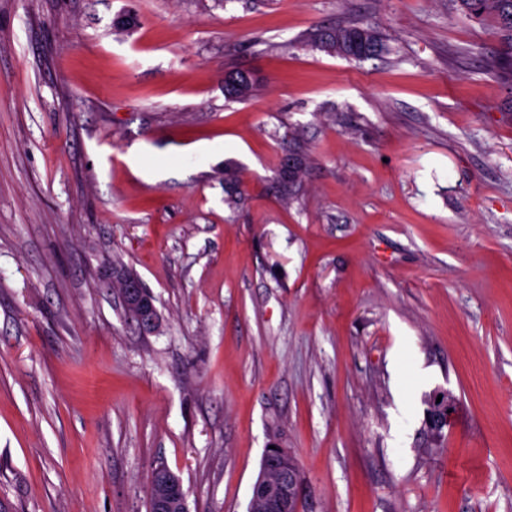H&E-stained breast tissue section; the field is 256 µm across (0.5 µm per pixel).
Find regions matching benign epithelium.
Listing matches in <instances>:
<instances>
[{
    "label": "benign epithelium",
    "instance_id": "benign-epithelium-1",
    "mask_svg": "<svg viewBox=\"0 0 512 512\" xmlns=\"http://www.w3.org/2000/svg\"><path fill=\"white\" fill-rule=\"evenodd\" d=\"M119 285L121 302L146 330L158 325V312L152 294L142 283L125 273L113 275ZM302 477L299 466L290 460L285 448L269 449L257 480L252 487L248 512H297L298 491ZM186 494L176 475L164 466L155 468L148 485L149 512H188Z\"/></svg>",
    "mask_w": 512,
    "mask_h": 512
}]
</instances>
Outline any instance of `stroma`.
<instances>
[{
	"mask_svg": "<svg viewBox=\"0 0 512 512\" xmlns=\"http://www.w3.org/2000/svg\"><path fill=\"white\" fill-rule=\"evenodd\" d=\"M351 24L385 51L321 48ZM502 50L453 0H0L9 512H148L161 465L247 512L272 445L297 512H512ZM331 32L332 34L322 33L320 38V45L330 53L333 51L336 55L347 59L366 60L379 56L383 51L384 47L379 35L371 28L354 24L338 27ZM357 39L364 40L368 44V51L354 52L351 50V44ZM342 50H345V53L338 54ZM243 85L242 88L240 86V77L237 75V71L234 72H226L224 74V90L226 91V96L232 99L237 100H246L252 96L253 91L255 89V79L250 76L248 79H242ZM236 89L235 91H229ZM113 280L114 284H119L124 309L133 314L143 329L156 328L159 317L152 294L140 281L128 277L124 272H116Z\"/></svg>",
	"mask_w": 512,
	"mask_h": 512,
	"instance_id": "stroma-1",
	"label": "stroma"
}]
</instances>
